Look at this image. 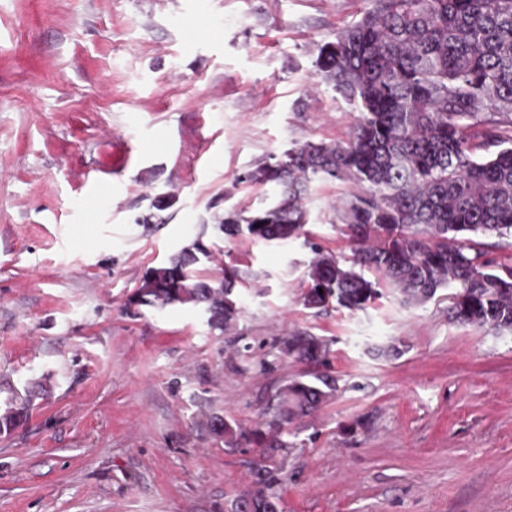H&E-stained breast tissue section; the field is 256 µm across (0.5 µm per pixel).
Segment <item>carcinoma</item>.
I'll return each instance as SVG.
<instances>
[{
    "mask_svg": "<svg viewBox=\"0 0 512 512\" xmlns=\"http://www.w3.org/2000/svg\"><path fill=\"white\" fill-rule=\"evenodd\" d=\"M372 2L359 21L319 47L315 60L316 75L358 112L350 141L306 142L256 166L245 180L273 185V198L247 216L227 213L218 229L227 237L287 243L305 234L313 184L347 180L355 191L343 201L340 221L352 256L341 260L312 247L305 307L363 310L380 299L382 284L419 305L452 287L451 320L512 332V263L489 257L487 244L476 240L512 239V0ZM212 256L194 240L183 245L145 272L134 301L190 304L207 313L212 329L235 327L236 268H222L214 280L194 275ZM329 348L304 333L289 337L281 353L320 364ZM336 390L328 376L294 378L265 428L243 429L220 416L209 424L229 448H287L286 425ZM24 409L7 408L0 431L16 426ZM259 481L262 489L246 509L238 499L231 512H282L277 480L265 470Z\"/></svg>",
    "mask_w": 512,
    "mask_h": 512,
    "instance_id": "carcinoma-1",
    "label": "carcinoma"
}]
</instances>
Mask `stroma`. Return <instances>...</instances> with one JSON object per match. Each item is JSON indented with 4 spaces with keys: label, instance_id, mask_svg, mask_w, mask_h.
<instances>
[{
    "label": "stroma",
    "instance_id": "obj_1",
    "mask_svg": "<svg viewBox=\"0 0 512 512\" xmlns=\"http://www.w3.org/2000/svg\"><path fill=\"white\" fill-rule=\"evenodd\" d=\"M369 0H0V512H230L280 480L283 512H512V332L457 325L448 289L356 313L306 308L312 246L349 255V182L316 183L306 234L225 238L214 215L267 203L243 176L305 142H347L356 111L314 73ZM92 170L102 178L83 184ZM174 195L159 211L157 193ZM235 265L231 331L133 304L195 233ZM330 339L324 364L288 336ZM338 390L289 450L227 448L287 380Z\"/></svg>",
    "mask_w": 512,
    "mask_h": 512
}]
</instances>
